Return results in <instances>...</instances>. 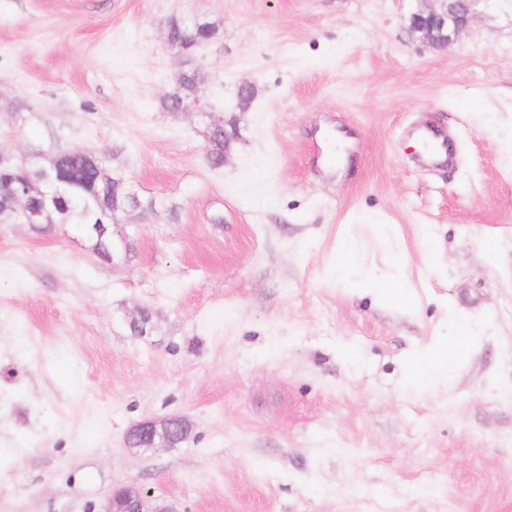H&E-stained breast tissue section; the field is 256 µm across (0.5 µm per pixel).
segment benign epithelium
<instances>
[{
	"mask_svg": "<svg viewBox=\"0 0 512 512\" xmlns=\"http://www.w3.org/2000/svg\"><path fill=\"white\" fill-rule=\"evenodd\" d=\"M440 7L419 8L409 17L408 29L432 47L440 48L469 22L474 0H439ZM192 431L189 419L182 416L145 419L130 427L126 446L136 449L173 448L187 440ZM105 512H177L175 506L139 490L134 498L120 487L113 491Z\"/></svg>",
	"mask_w": 512,
	"mask_h": 512,
	"instance_id": "obj_1",
	"label": "benign epithelium"
}]
</instances>
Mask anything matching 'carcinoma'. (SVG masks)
Instances as JSON below:
<instances>
[{
  "label": "carcinoma",
  "mask_w": 512,
  "mask_h": 512,
  "mask_svg": "<svg viewBox=\"0 0 512 512\" xmlns=\"http://www.w3.org/2000/svg\"><path fill=\"white\" fill-rule=\"evenodd\" d=\"M217 33L215 24L199 19L177 20L169 26L172 42L183 50L192 49ZM204 88V76L191 71L161 100V107L169 112L180 102H191ZM238 138L234 121L224 127H206L211 166H224V158ZM72 153V174L68 183L57 181L50 166L19 163L0 170V224L18 220L47 226L73 224L90 242L94 254L100 260L110 262L112 256L130 250L129 238L112 224L114 213L151 211L154 203L145 204L138 195L128 193L125 176L106 167L104 154H97L99 167L89 176L82 165L81 155L85 150L74 149Z\"/></svg>",
  "instance_id": "cac0c4a2"
}]
</instances>
